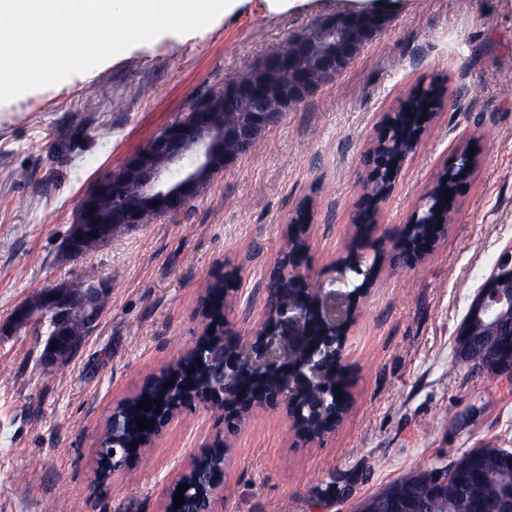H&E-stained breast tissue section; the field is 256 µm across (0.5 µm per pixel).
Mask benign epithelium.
Returning a JSON list of instances; mask_svg holds the SVG:
<instances>
[{
    "mask_svg": "<svg viewBox=\"0 0 512 512\" xmlns=\"http://www.w3.org/2000/svg\"><path fill=\"white\" fill-rule=\"evenodd\" d=\"M317 23L326 33L322 42L314 44L298 36L272 58L285 81L293 74L300 58H314L317 82L297 80L291 95L280 97L276 111L269 108L274 89L251 75L236 80L224 92L200 99L190 117L165 128L85 198L67 239L70 251L81 253L79 237L99 233V225L105 223L99 207L103 198L112 200V223L124 229L144 223L148 214L162 215L184 208L214 176L248 154L282 113L292 110L313 96L323 84L334 80L361 49L387 27L389 17L379 9L343 11L321 17ZM237 96L249 100L250 111L233 122L222 126L215 124L214 103ZM437 115L436 111L422 115L419 129L410 141V150H415ZM388 136L387 126L380 124L366 152L367 182L375 193L365 192L359 197L358 211L369 207L372 213H379L396 186L394 178L381 182L380 155ZM432 192L431 188L425 192L408 220L410 224L429 225L426 243L389 248L386 242L376 241L375 250L384 263L411 266L429 255L448 235L449 215L433 213L419 218ZM306 264L304 260L292 265L285 257H279L270 275L280 274L288 285L300 283L305 288L298 293L285 288L266 292L264 319L248 337L247 352L231 348L223 341L208 354V363L223 379V394L198 390L188 398V405L195 410L220 408L224 429L229 435L241 429L255 410L281 409L299 440L321 443L335 433L346 417L344 413L336 414V401L328 404L322 399L312 406L328 417V421L320 430L306 436L296 431L300 395L319 384L326 368L345 357L349 332L359 318V300L370 290L376 271L363 270L365 257L360 248L348 249L336 260V279L328 286L310 283L301 274ZM350 272L366 276V282L354 292L348 284ZM102 294L103 290L93 285L74 293L65 287L48 288L42 292L38 303L25 302L16 310L11 328L42 324L51 314H86L98 308ZM80 348L81 344L57 326L49 332L44 358L48 363H55L76 354ZM476 351L480 354L483 373L512 378V250L497 259L469 303L457 331V358L468 363ZM248 370L270 373L273 381L252 395L246 382ZM180 415L181 412L173 410L159 416L137 453L130 456L114 453L112 477L136 470L143 452L152 447L154 440ZM129 432V420L118 407H113L112 447H120ZM200 458L199 454L194 456L181 471L168 491L164 512H213L229 456L223 453L216 472L208 477L202 473ZM452 475L460 481H468L469 470L465 467L453 472L439 468L430 473L419 490L389 488L380 497L386 500L388 512H446L442 488ZM190 482L197 485V496L179 508L174 506L179 486ZM473 507L478 512H512V483L504 482L495 499L489 502L477 499Z\"/></svg>",
    "mask_w": 512,
    "mask_h": 512,
    "instance_id": "7a95c632",
    "label": "benign epithelium"
}]
</instances>
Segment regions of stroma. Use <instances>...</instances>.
<instances>
[{
	"label": "stroma",
	"mask_w": 512,
	"mask_h": 512,
	"mask_svg": "<svg viewBox=\"0 0 512 512\" xmlns=\"http://www.w3.org/2000/svg\"><path fill=\"white\" fill-rule=\"evenodd\" d=\"M388 10V28L335 80L283 113L252 152L176 217L161 216L78 257L66 248L84 198L199 98L283 48L316 19ZM441 83L449 105L405 163L377 235L393 238L456 150L478 163L448 237L413 267L380 271L347 342L351 410L308 446L281 413L257 411L233 437L216 512H356L410 470L484 446L512 448V379L454 366L467 307L512 249V0H236L202 29L165 32L103 65L0 103V512H161L178 471L224 423L182 415L140 469L95 485L99 435L145 375L177 361L200 330L198 296L236 280L229 318L249 335L294 205L312 204L314 284L351 242L362 155L408 90ZM93 283L108 300L82 348L41 373L45 329L11 332L43 288Z\"/></svg>",
	"instance_id": "35a3bbf8"
}]
</instances>
